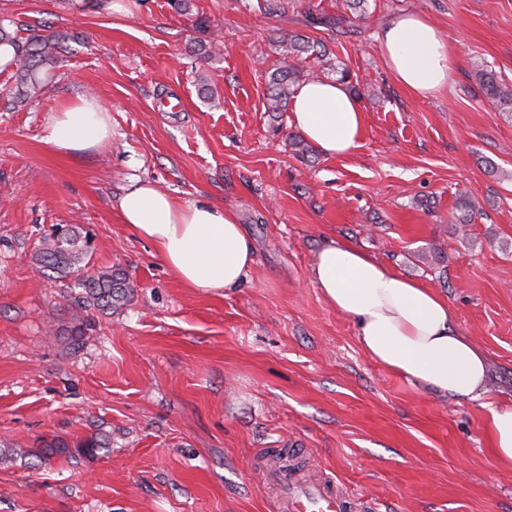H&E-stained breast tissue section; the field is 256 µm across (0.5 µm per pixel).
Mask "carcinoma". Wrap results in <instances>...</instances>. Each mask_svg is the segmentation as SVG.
Wrapping results in <instances>:
<instances>
[{"label":"carcinoma","mask_w":512,"mask_h":512,"mask_svg":"<svg viewBox=\"0 0 512 512\" xmlns=\"http://www.w3.org/2000/svg\"><path fill=\"white\" fill-rule=\"evenodd\" d=\"M10 44L15 49L12 66L18 81L26 86L22 99L32 97L40 91L42 79L41 66L55 62L60 49L59 41L53 35H32L20 40L17 35L0 27V45ZM319 43L299 37H288V47L282 54L269 77L266 110L279 112L286 106L295 88L310 80L319 78L314 68L302 70L295 65L294 57L313 53L322 59L324 53L318 50ZM476 76L484 93L496 103L503 112H512V86L500 83L495 73L483 62L476 63ZM474 218L473 207L464 201L448 217L450 224H469ZM88 254V242L83 240L78 226H69L55 231L45 238L38 253L37 261L41 268L50 270L64 279L75 276V285L82 289L80 301L84 309H96L102 313L117 310L130 301L134 289L126 274L120 268H101L93 273L85 271ZM105 444L97 438H88L69 448L67 440L54 437L45 442L44 447L34 453L23 448H0V460H17L36 456L40 462H46L56 455H71L76 451L93 458Z\"/></svg>","instance_id":"cac0c4a2"}]
</instances>
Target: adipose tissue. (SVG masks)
<instances>
[{
    "label": "adipose tissue",
    "mask_w": 512,
    "mask_h": 512,
    "mask_svg": "<svg viewBox=\"0 0 512 512\" xmlns=\"http://www.w3.org/2000/svg\"><path fill=\"white\" fill-rule=\"evenodd\" d=\"M380 45L404 88L427 98L447 87L451 48L430 19L416 13L394 17L382 30ZM289 123L323 155L336 157L358 147L365 114L345 82L323 78L299 88ZM111 136L106 108L96 98L81 97L54 112L47 141L58 151L80 152ZM118 206L123 223L155 246L186 287H232L253 263L242 226L223 209L178 201L139 179L127 186ZM308 277L331 308L353 319L362 349L382 368L458 400L486 393L487 357L458 331L447 300L435 291L333 240L318 250ZM487 432L497 462L512 468V404L490 407Z\"/></svg>",
    "instance_id": "1"
}]
</instances>
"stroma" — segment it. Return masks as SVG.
<instances>
[{"label":"stroma","mask_w":512,"mask_h":512,"mask_svg":"<svg viewBox=\"0 0 512 512\" xmlns=\"http://www.w3.org/2000/svg\"><path fill=\"white\" fill-rule=\"evenodd\" d=\"M0 0V24L60 35L65 57L22 103L0 70V448L92 436L98 456L0 463V512H273L263 470L280 456L378 512H512V469L490 453L486 406L512 403V112L474 72L512 85V0H368L347 33L312 27L344 0ZM430 18L453 49L447 89L397 84L379 44L402 13ZM322 43L328 78L347 66L365 129L342 157H301L285 112L266 111L282 39ZM219 41L220 54H201ZM212 99H205L204 88ZM111 140L67 154L46 141L53 111L86 94ZM182 96L180 112L160 100ZM137 177L231 212L254 249L234 288L184 287L122 223ZM469 224H450L462 200ZM90 236L91 269L135 286L119 311H90L82 344L73 279L36 260L52 225ZM346 242L447 299L490 359L483 399L456 400L389 372L353 321L308 279L320 246ZM476 76L484 93L503 112H512V86L500 83L482 61L476 62Z\"/></svg>","instance_id":"35a3bbf8"}]
</instances>
